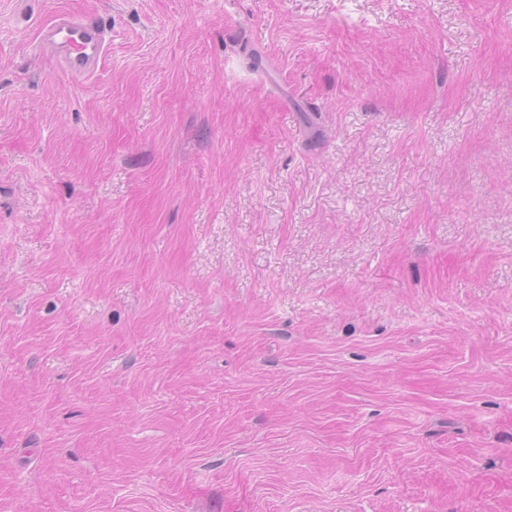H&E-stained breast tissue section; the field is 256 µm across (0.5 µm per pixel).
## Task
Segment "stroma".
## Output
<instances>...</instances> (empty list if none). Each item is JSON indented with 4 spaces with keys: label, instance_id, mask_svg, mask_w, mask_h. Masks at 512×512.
<instances>
[{
    "label": "stroma",
    "instance_id": "obj_1",
    "mask_svg": "<svg viewBox=\"0 0 512 512\" xmlns=\"http://www.w3.org/2000/svg\"><path fill=\"white\" fill-rule=\"evenodd\" d=\"M0 512H512V0H0ZM38 51L58 61L74 81H79L92 76L106 56V29L80 15H59L42 29Z\"/></svg>",
    "mask_w": 512,
    "mask_h": 512
}]
</instances>
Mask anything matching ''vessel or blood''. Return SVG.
Segmentation results:
<instances>
[{"mask_svg": "<svg viewBox=\"0 0 512 512\" xmlns=\"http://www.w3.org/2000/svg\"><path fill=\"white\" fill-rule=\"evenodd\" d=\"M40 54L58 61L73 79L92 76L108 51L105 28L76 14L56 16L42 30Z\"/></svg>", "mask_w": 512, "mask_h": 512, "instance_id": "vessel-or-blood-1", "label": "vessel or blood"}]
</instances>
